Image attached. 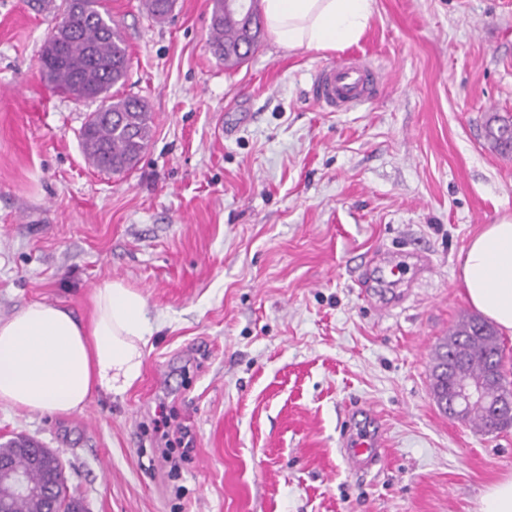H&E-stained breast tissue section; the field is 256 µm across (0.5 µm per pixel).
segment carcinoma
<instances>
[{
	"label": "carcinoma",
	"mask_w": 512,
	"mask_h": 512,
	"mask_svg": "<svg viewBox=\"0 0 512 512\" xmlns=\"http://www.w3.org/2000/svg\"><path fill=\"white\" fill-rule=\"evenodd\" d=\"M174 4L175 0H144L143 6L154 22L163 23ZM209 7L208 47L212 55L220 61L230 57L245 61L248 53L240 52V45L258 46L263 20H255V29L248 34L246 21L234 13L227 0H210ZM39 62L43 75L57 89L77 99H97L104 105L89 115L80 133L88 163L115 174L133 169L153 136L154 121L144 99L111 92L124 84L129 57L123 33L102 0H63L60 20L51 29ZM444 356L460 362L465 376L475 381L502 364L495 329L477 317L467 320L447 351L439 354ZM0 455L13 458L15 467L35 484L51 476L61 477L51 456L44 467L37 468L11 442L0 444Z\"/></svg>",
	"instance_id": "carcinoma-1"
}]
</instances>
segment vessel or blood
<instances>
[{
	"instance_id": "vessel-or-blood-1",
	"label": "vessel or blood",
	"mask_w": 512,
	"mask_h": 512,
	"mask_svg": "<svg viewBox=\"0 0 512 512\" xmlns=\"http://www.w3.org/2000/svg\"><path fill=\"white\" fill-rule=\"evenodd\" d=\"M381 73L357 58L343 57L317 70L313 79L314 100L332 111H348L372 99ZM382 440L369 431L356 433L350 442L348 461L353 468L371 471L381 464Z\"/></svg>"
}]
</instances>
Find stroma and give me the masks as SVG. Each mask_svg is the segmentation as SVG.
I'll list each match as a JSON object with an SVG mask.
<instances>
[{
  "mask_svg": "<svg viewBox=\"0 0 512 512\" xmlns=\"http://www.w3.org/2000/svg\"><path fill=\"white\" fill-rule=\"evenodd\" d=\"M106 7L123 91L154 118L122 174L85 161L98 102L41 73L55 10L0 0V319L34 302L85 319L120 280L147 299L145 366L79 413L0 405V443L56 453L83 512H477L512 473V425L448 418L430 368L474 313L465 247L512 212V156L485 129L512 116V0H376L348 50L266 35L236 69L206 46L208 0H175L162 24L143 0ZM347 52L383 79L333 112L313 77ZM415 254L427 269L378 281ZM359 407L384 439L368 475L341 453Z\"/></svg>",
  "mask_w": 512,
  "mask_h": 512,
  "instance_id": "35a3bbf8",
  "label": "stroma"
}]
</instances>
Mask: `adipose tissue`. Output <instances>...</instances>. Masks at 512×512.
I'll use <instances>...</instances> for the list:
<instances>
[{"instance_id": "obj_1", "label": "adipose tissue", "mask_w": 512, "mask_h": 512, "mask_svg": "<svg viewBox=\"0 0 512 512\" xmlns=\"http://www.w3.org/2000/svg\"><path fill=\"white\" fill-rule=\"evenodd\" d=\"M265 29L279 45L336 50L357 43L376 0H262ZM460 275L467 301L512 334V213L466 247ZM92 314L33 303L0 320V404L67 415L93 394L121 395L140 378L149 342L147 300L119 280L92 293Z\"/></svg>"}]
</instances>
